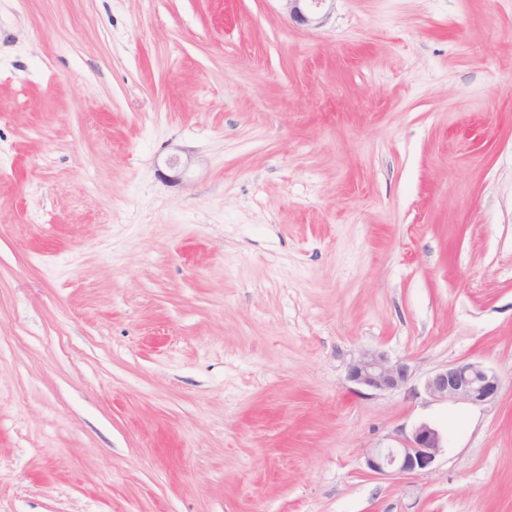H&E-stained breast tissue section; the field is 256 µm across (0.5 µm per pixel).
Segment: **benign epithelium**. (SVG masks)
<instances>
[{
  "label": "benign epithelium",
  "mask_w": 512,
  "mask_h": 512,
  "mask_svg": "<svg viewBox=\"0 0 512 512\" xmlns=\"http://www.w3.org/2000/svg\"><path fill=\"white\" fill-rule=\"evenodd\" d=\"M288 17L304 27H320V15L327 0H283ZM411 376L404 359H391L384 351H362L348 366L347 378L354 384L376 392L403 389ZM500 389L495 372L479 361L448 364L430 375L424 391L435 401H463L483 404L494 399ZM448 437L438 428L422 422L401 440L399 447H374L367 450L365 463L379 475L420 474L427 471L442 453Z\"/></svg>",
  "instance_id": "1"
}]
</instances>
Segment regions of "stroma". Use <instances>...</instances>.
I'll return each mask as SVG.
<instances>
[{
  "label": "stroma",
  "mask_w": 512,
  "mask_h": 512,
  "mask_svg": "<svg viewBox=\"0 0 512 512\" xmlns=\"http://www.w3.org/2000/svg\"><path fill=\"white\" fill-rule=\"evenodd\" d=\"M0 512H512V0H0ZM285 2L284 6L288 17L296 24L304 27H320L326 16H320L321 9L325 2L333 0H280ZM410 376V366L406 360H393L386 352L377 349L362 351L347 370L349 381L376 392L401 390ZM500 389L495 372L479 361L448 364L436 370L424 383V391L435 401H463L483 404ZM445 445H448V435L422 422L401 440L400 447L368 449L365 463L369 470L379 475L420 474L433 465L443 448H447Z\"/></svg>",
  "instance_id": "1"
}]
</instances>
